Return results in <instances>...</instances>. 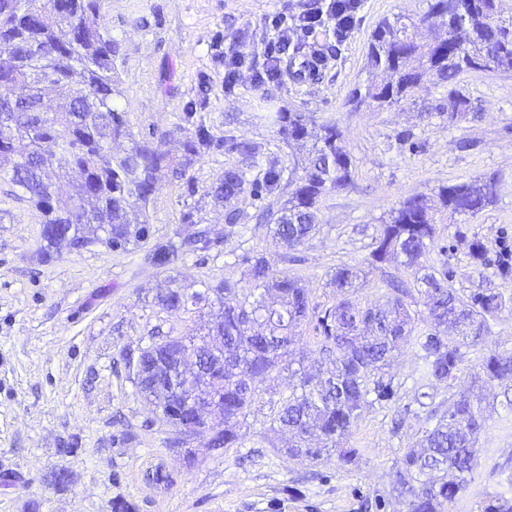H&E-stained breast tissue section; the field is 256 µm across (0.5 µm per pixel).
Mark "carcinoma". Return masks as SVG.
<instances>
[{"label": "carcinoma", "instance_id": "cac0c4a2", "mask_svg": "<svg viewBox=\"0 0 512 512\" xmlns=\"http://www.w3.org/2000/svg\"><path fill=\"white\" fill-rule=\"evenodd\" d=\"M427 17L452 32L457 51L448 41L420 42L408 34L395 15L372 32L367 67L389 75L385 83H369L353 94L360 107L384 108L413 96L425 80L446 90L435 110L450 121L469 110L458 85L466 71L512 70V18L503 0H429ZM120 43L112 37L102 15V0H0V158L12 160L9 182L13 195L31 203L43 224L39 253L49 261L66 249L77 251L91 242L84 229L101 232L95 240L114 251L149 237L146 212L157 183L164 177L185 181L188 194L196 192L190 171L202 156L224 145L196 117L206 101L209 83L202 81L198 99L187 102L178 126L181 154L171 157L157 149L154 139L138 138L129 129L116 97L119 90ZM18 87L23 101L12 97ZM272 121L284 140L306 146L311 137L300 112H277ZM342 131L334 122L320 125V136L308 150L302 172L268 166L253 184L256 194L287 199L267 211L270 231L286 250L303 245L317 230V212L328 194L348 187L354 178L353 161L341 145ZM239 154L255 159L262 147L245 138H230ZM245 191L243 174L227 169L207 193L218 202ZM498 181L477 178L438 189L441 208L475 217L493 202ZM436 241V211L421 195L406 198L381 225L371 252L372 261L401 259L414 275L416 288L390 278L385 281L383 305H362L352 299L359 278L352 266L336 268L333 280L341 298L315 314L307 289L298 279L274 269L263 256L245 257L247 292L224 282L212 289L223 307L221 320L210 332L221 337L210 345L195 336L150 337L140 350L148 382L134 381L137 392L166 418L180 405V420L193 418L188 403L213 394L220 414L217 423L199 433L212 450L238 448L237 427L250 414L260 384L299 343L298 328L317 315L322 353L336 364L327 378L300 374L272 417L270 430L291 435L286 456L314 460L336 449L348 463L357 449L344 447L361 408L374 401H389L395 391L383 369L394 352L417 346L423 360L422 380L434 388H449L458 378L459 346L448 342L443 329L458 333L468 347L481 346L489 320L509 300L493 288L462 298L448 286V270L427 267L423 258ZM214 244L207 229L190 238L171 237L155 244L149 262L168 273L169 286L155 296L167 310H185L200 294L181 285L176 264L189 252L206 251ZM423 297L428 308V330L415 335L412 307ZM202 349L199 366L208 374L174 371L156 362L157 350L173 355L188 346ZM483 375L491 381L512 382V353L485 349ZM426 431L421 447L406 449L397 467L393 490L404 498L407 512H448V506L472 481L475 445L485 430L482 401L465 393L453 394ZM323 447L312 446L314 438ZM480 512H512V490L486 496Z\"/></svg>", "mask_w": 512, "mask_h": 512}]
</instances>
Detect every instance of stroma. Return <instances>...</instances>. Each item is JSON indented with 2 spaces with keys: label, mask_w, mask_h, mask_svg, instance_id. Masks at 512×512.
Masks as SVG:
<instances>
[{
  "label": "stroma",
  "mask_w": 512,
  "mask_h": 512,
  "mask_svg": "<svg viewBox=\"0 0 512 512\" xmlns=\"http://www.w3.org/2000/svg\"><path fill=\"white\" fill-rule=\"evenodd\" d=\"M314 3L104 0L106 24L121 44L118 105L136 136L159 132L158 147L178 154L170 131L206 79L210 91L198 114L211 133L259 142L265 151L254 161L227 146L207 152L191 171L192 194L183 182L163 178L149 204L150 237L139 246L115 251L94 242L47 263L38 255L39 213L0 179L6 213L0 222V512H112L118 499L132 512H406L391 481L404 450L434 425L432 409L454 389L498 393L497 384L476 383L475 349L461 347L453 389L427 390L418 349L404 348L388 370L394 398L363 408L347 441L357 455L345 463L334 453L314 462L291 459L280 453L285 437L263 439L288 394L289 371L262 385L239 428L242 447L225 452L209 451L200 440L172 446L175 427L136 391L129 360L151 337L185 336L214 320L219 308L211 289L225 281L245 285L244 257L264 256L298 278L322 310L338 298L332 277L342 265L361 271L357 301L383 302L387 275L409 282L414 276L394 262L372 263L381 224L408 196L437 203L443 185L493 175L499 191L477 217L443 213L428 265L447 267L459 295L495 288L512 297V279L496 274L501 252H512V71L464 72L460 85L472 109L454 123L437 114L443 91L429 83L398 105L353 109L354 91L373 79L366 54L377 23L427 11V0H362L344 41L329 27L309 38L305 54H327L318 76L300 80L288 71L277 82H252L265 68L263 47L272 36L266 17ZM219 36L225 48L246 58L242 78L230 89L224 61L211 49ZM272 112L303 113L315 128L335 121L354 165L351 186L323 200L318 232L290 259L257 218L263 208H278V199L246 192L221 206L206 193L228 168L251 182L269 165L296 167V149L281 140L268 118ZM189 209L219 242L178 262L184 285L201 299L189 310L167 311L154 302L167 274L147 253L174 233H193L182 221ZM230 210L242 219L228 234ZM474 238L486 248L485 265L468 256L466 243ZM476 448L473 480L449 512H478L486 494L512 486V474L499 470L512 461L511 410L488 414ZM60 467L68 479L52 484L50 475ZM159 471L165 481L156 480Z\"/></svg>",
  "instance_id": "obj_1"
}]
</instances>
